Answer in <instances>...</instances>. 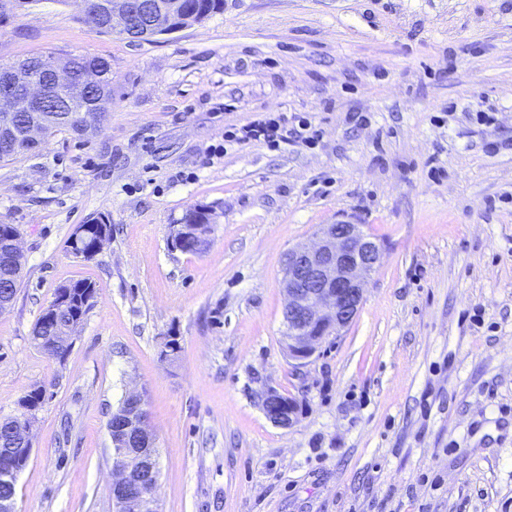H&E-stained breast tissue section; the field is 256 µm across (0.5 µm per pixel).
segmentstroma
I'll list each match as a JSON object with an SVG mask.
<instances>
[{"mask_svg": "<svg viewBox=\"0 0 512 512\" xmlns=\"http://www.w3.org/2000/svg\"><path fill=\"white\" fill-rule=\"evenodd\" d=\"M50 52L107 60L112 100L97 131L0 162L26 259L0 311V416L47 389L17 512H112L107 422L134 391L158 512H512V0H224L136 42L79 0L0 24V63ZM263 113L308 118L317 143L207 159ZM195 205L207 251L172 250ZM93 217L111 239L72 255ZM342 220L383 256L354 322L298 366L284 257ZM80 279L96 296L58 363L30 337ZM270 389L292 426L265 415ZM267 405L274 402L275 405H279L273 413H268L265 409V402ZM262 407L266 416L276 425L287 428L294 422L297 414V405L294 401L288 400L287 403L280 398V394L275 390H269L263 400Z\"/></svg>", "mask_w": 512, "mask_h": 512, "instance_id": "35a3bbf8", "label": "stroma"}]
</instances>
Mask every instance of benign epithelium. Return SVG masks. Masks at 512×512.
<instances>
[{
  "label": "benign epithelium",
  "mask_w": 512,
  "mask_h": 512,
  "mask_svg": "<svg viewBox=\"0 0 512 512\" xmlns=\"http://www.w3.org/2000/svg\"><path fill=\"white\" fill-rule=\"evenodd\" d=\"M85 14L98 27L112 29L119 20L120 32L139 41L181 31L197 22L194 15L184 13L183 0H98L91 7L82 0ZM101 62L85 60L73 63L68 57L51 58L40 67L20 64L4 73L9 86L0 95V112H23L26 116L22 143L35 146L47 134L41 112L51 92L62 91L66 103H88L101 92ZM211 224V211H196L180 219L176 230L201 243ZM383 245L363 230V225L350 221L326 224L315 233L311 245H298L288 251L283 268V282L288 302L283 309V325L288 340V355L300 366L307 364L331 337L339 336L355 319L364 299L365 285L379 265ZM267 403L278 408L267 414L276 425L288 427L297 414L294 401H283L270 390ZM130 413L122 421L119 433L128 442L127 453L134 465L113 466L110 486L112 512H154L152 495L160 481L157 439L147 424L143 396H127ZM26 447L16 449L20 464L0 473V484L16 485L18 474L32 452L31 428L17 423Z\"/></svg>",
  "instance_id": "obj_1"
}]
</instances>
